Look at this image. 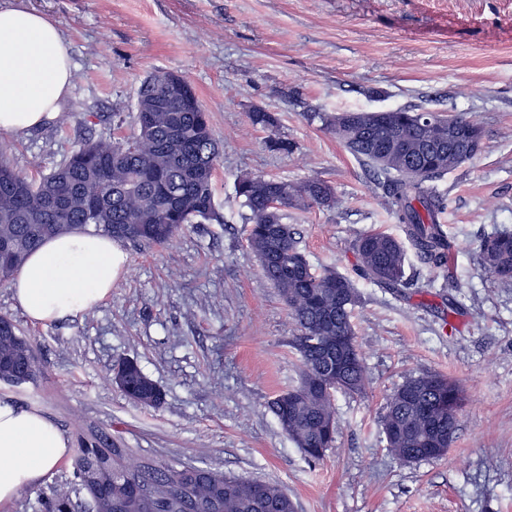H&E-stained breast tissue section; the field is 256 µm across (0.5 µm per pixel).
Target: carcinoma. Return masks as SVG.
Here are the masks:
<instances>
[{"mask_svg":"<svg viewBox=\"0 0 512 512\" xmlns=\"http://www.w3.org/2000/svg\"><path fill=\"white\" fill-rule=\"evenodd\" d=\"M185 98L199 101L183 76L145 78L133 136L81 142L38 178L20 175L0 154V246L11 249L9 261H0V282L11 280L32 252L59 234L92 231L114 241L161 247L187 225L211 219L219 146L209 113L183 106ZM415 120L416 113L403 109L383 113L365 128L338 115L327 120L350 154L384 174L385 204L404 238L363 232L353 251L363 279L395 291L409 287L411 255L423 264L447 266L451 246L441 222L447 200L427 183L480 153L477 148L463 156L450 141L470 138L479 146L484 138L482 128L463 114L423 126ZM235 192L247 210L248 244L296 331L292 347L300 358V381L277 395L270 408L281 430L316 462L336 438V392L360 393L365 386L352 320L358 292L335 270L313 269L301 252L300 232L284 219L290 208L331 207L336 193L318 178L291 182L252 175L239 177ZM89 200L98 201V208H88ZM477 256L491 277L512 283L511 233L482 238ZM338 336L349 340V368L339 383L323 372L324 349L336 346ZM41 369L32 341L11 315L0 314V380L10 382L22 371L34 380ZM114 379L136 404L163 403V391L133 359L117 361ZM463 402L460 385L443 374L408 378L388 397L381 416L387 448L405 463L411 457L444 456ZM72 469L70 484L41 498L42 512H67L74 491L84 495L90 512H296L277 483L211 468L190 470L174 459L136 457L105 433L79 439Z\"/></svg>","mask_w":512,"mask_h":512,"instance_id":"1","label":"carcinoma"}]
</instances>
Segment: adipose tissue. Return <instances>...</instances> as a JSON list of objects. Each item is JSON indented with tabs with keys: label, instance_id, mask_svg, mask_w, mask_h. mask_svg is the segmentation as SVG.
<instances>
[{
	"label": "adipose tissue",
	"instance_id": "ef3b65f1",
	"mask_svg": "<svg viewBox=\"0 0 512 512\" xmlns=\"http://www.w3.org/2000/svg\"><path fill=\"white\" fill-rule=\"evenodd\" d=\"M71 79L70 53L44 14L0 7V131L24 134L61 112ZM126 261L111 238L64 234L33 252L12 280L29 319L51 323L91 309L112 292ZM0 503L35 485L70 451L64 434L31 410L0 403Z\"/></svg>",
	"mask_w": 512,
	"mask_h": 512
}]
</instances>
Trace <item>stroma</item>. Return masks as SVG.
Masks as SVG:
<instances>
[{"label": "stroma", "instance_id": "stroma-1", "mask_svg": "<svg viewBox=\"0 0 512 512\" xmlns=\"http://www.w3.org/2000/svg\"><path fill=\"white\" fill-rule=\"evenodd\" d=\"M53 20L70 47L68 126L0 132L14 167L39 177L78 137L112 135L111 113L135 133L142 80L175 72L211 113L224 163L218 217L188 225L164 247L123 244L112 294L94 309L32 322L0 284V313L32 336L44 372L0 382V402L34 409L68 440L106 432L145 457H170L282 485L299 512H512V285L477 260L482 237L512 233V0H10ZM467 113L483 129L478 156L433 180L448 200L451 269L410 260L404 294L359 278L358 232L399 234L376 174L322 122L360 109ZM276 123L253 125L254 110ZM294 144L272 150L270 139ZM244 174L316 177L334 208L289 210L314 268L353 279V322L367 381L336 393V442L312 464L268 409L295 385L294 326L246 242L235 193ZM137 360L164 392L157 407L127 400L113 365ZM456 380L465 404L447 454L411 464L379 424L388 395L410 376ZM63 458L0 512H37L65 480Z\"/></svg>", "mask_w": 512, "mask_h": 512}]
</instances>
